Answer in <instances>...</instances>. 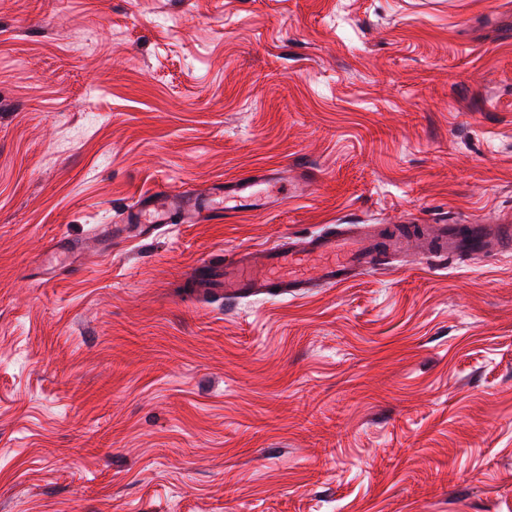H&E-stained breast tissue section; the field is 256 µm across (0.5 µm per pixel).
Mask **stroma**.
<instances>
[{"label":"stroma","instance_id":"35a3bbf8","mask_svg":"<svg viewBox=\"0 0 512 512\" xmlns=\"http://www.w3.org/2000/svg\"><path fill=\"white\" fill-rule=\"evenodd\" d=\"M266 204L58 237L251 172ZM512 215V0H0V512H512V251L305 295L193 266Z\"/></svg>","mask_w":512,"mask_h":512}]
</instances>
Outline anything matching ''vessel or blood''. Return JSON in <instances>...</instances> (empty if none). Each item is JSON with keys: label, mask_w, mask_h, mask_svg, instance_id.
<instances>
[{"label": "vessel or blood", "mask_w": 512, "mask_h": 512, "mask_svg": "<svg viewBox=\"0 0 512 512\" xmlns=\"http://www.w3.org/2000/svg\"><path fill=\"white\" fill-rule=\"evenodd\" d=\"M268 178V172L261 171L226 181L216 200L157 191L139 198L124 223L99 225L98 234L118 244L131 237L159 233L172 224L204 223L222 214L228 216L237 212V201L245 192ZM416 231L419 239L446 255L469 249L478 256L489 257L512 245V225L508 223L470 224L462 230L453 224L437 228L420 224ZM404 243L401 236L382 239L376 225L365 226L349 239L331 235L294 243L283 236L271 248L249 247L229 259L204 262L194 268L188 283L201 292L228 298L273 288H306L309 278L299 274L297 268L313 260L318 264V279L336 286L349 281L358 268L378 262L380 250L396 253Z\"/></svg>", "instance_id": "obj_1"}]
</instances>
